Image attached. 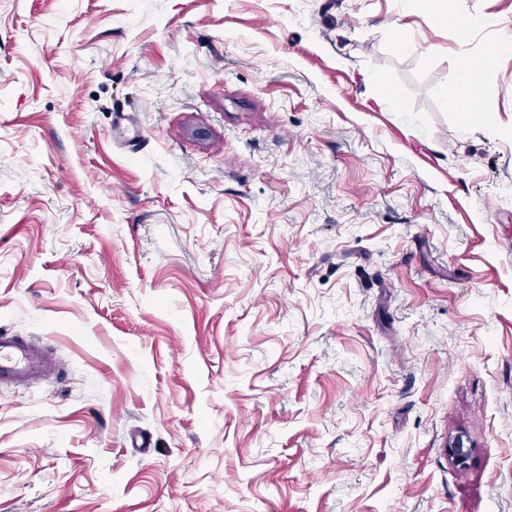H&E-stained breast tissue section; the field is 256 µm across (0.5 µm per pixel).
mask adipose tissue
<instances>
[{
  "mask_svg": "<svg viewBox=\"0 0 512 512\" xmlns=\"http://www.w3.org/2000/svg\"><path fill=\"white\" fill-rule=\"evenodd\" d=\"M511 51V41L496 43L489 48L480 64H472L464 58L450 73L449 82L453 93L448 104L459 115L463 127L470 128L487 123L488 115L479 107L480 101L491 92L484 73L494 65L498 54Z\"/></svg>",
  "mask_w": 512,
  "mask_h": 512,
  "instance_id": "obj_1",
  "label": "adipose tissue"
}]
</instances>
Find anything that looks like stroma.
I'll use <instances>...</instances> for the list:
<instances>
[{
	"label": "stroma",
	"mask_w": 512,
	"mask_h": 512,
	"mask_svg": "<svg viewBox=\"0 0 512 512\" xmlns=\"http://www.w3.org/2000/svg\"><path fill=\"white\" fill-rule=\"evenodd\" d=\"M459 8L0 0V331L61 366L0 512H512V52L445 99L512 0ZM457 2L455 0H433L431 9L439 24L448 26L449 22L455 28L458 41L466 43L474 29L484 25V21L474 15L463 14L456 7ZM512 51L511 39L492 45L480 64L474 65L462 58L449 75L453 88L449 107L460 117L464 128H470L488 122V113L478 107V103L491 93V88L484 79V73L490 69L498 54Z\"/></svg>",
	"instance_id": "1"
}]
</instances>
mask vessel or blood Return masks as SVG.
Masks as SVG:
<instances>
[{
  "mask_svg": "<svg viewBox=\"0 0 512 512\" xmlns=\"http://www.w3.org/2000/svg\"><path fill=\"white\" fill-rule=\"evenodd\" d=\"M58 373L51 353L31 340L4 332L0 334V386L47 381Z\"/></svg>",
  "mask_w": 512,
  "mask_h": 512,
  "instance_id": "1",
  "label": "vessel or blood"
}]
</instances>
